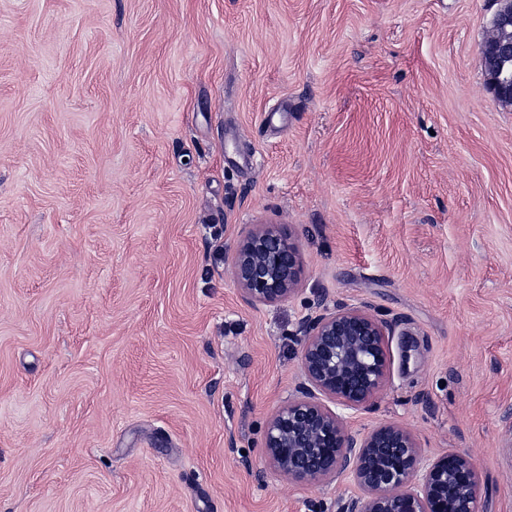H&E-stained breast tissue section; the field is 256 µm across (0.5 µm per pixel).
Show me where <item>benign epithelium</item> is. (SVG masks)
I'll return each instance as SVG.
<instances>
[{"label": "benign epithelium", "instance_id": "7a95c632", "mask_svg": "<svg viewBox=\"0 0 512 512\" xmlns=\"http://www.w3.org/2000/svg\"><path fill=\"white\" fill-rule=\"evenodd\" d=\"M481 51L486 85L512 104V0H498ZM232 279L250 305L289 298L300 265L289 235L268 225L242 238L232 252ZM318 312L297 323L303 380L268 420L263 448L283 476L318 483L347 474L359 493L339 512H478L479 475L471 457L449 452L421 464L412 433L383 424L362 438L349 433L329 398L345 409L370 405L389 366L387 324L362 305L316 300Z\"/></svg>", "mask_w": 512, "mask_h": 512}]
</instances>
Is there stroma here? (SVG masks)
I'll list each match as a JSON object with an SVG mask.
<instances>
[{"mask_svg": "<svg viewBox=\"0 0 512 512\" xmlns=\"http://www.w3.org/2000/svg\"><path fill=\"white\" fill-rule=\"evenodd\" d=\"M497 0H0V512H337L266 461L313 300L387 321L349 432L512 512V106ZM283 108L267 124L269 109ZM278 224L301 289L246 304ZM488 36L481 51L486 85L495 99L512 104V1L498 0ZM510 65V70H509ZM230 274L246 303L283 301L299 289L297 249L289 235L275 226H265L236 244Z\"/></svg>", "mask_w": 512, "mask_h": 512, "instance_id": "obj_1", "label": "stroma"}]
</instances>
